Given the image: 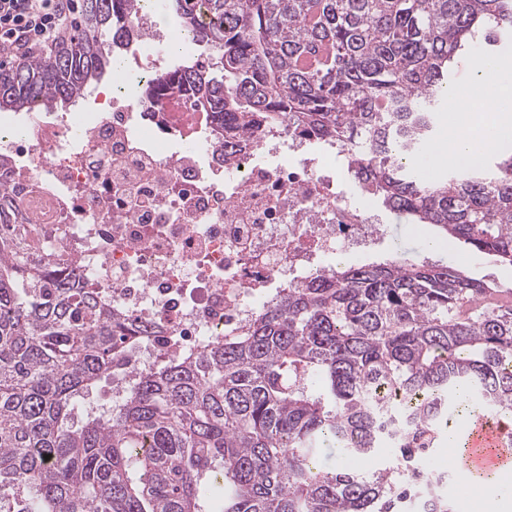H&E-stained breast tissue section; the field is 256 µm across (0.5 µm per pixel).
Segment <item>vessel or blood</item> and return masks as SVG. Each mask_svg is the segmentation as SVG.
<instances>
[{
    "label": "vessel or blood",
    "mask_w": 512,
    "mask_h": 512,
    "mask_svg": "<svg viewBox=\"0 0 512 512\" xmlns=\"http://www.w3.org/2000/svg\"><path fill=\"white\" fill-rule=\"evenodd\" d=\"M450 462L468 484L488 486L502 470L512 468V421L478 414L463 430V448Z\"/></svg>",
    "instance_id": "vessel-or-blood-1"
}]
</instances>
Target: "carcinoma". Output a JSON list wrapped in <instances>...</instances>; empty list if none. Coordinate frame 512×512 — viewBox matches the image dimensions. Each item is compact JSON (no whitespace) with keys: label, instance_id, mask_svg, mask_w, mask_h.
I'll return each instance as SVG.
<instances>
[{"label":"carcinoma","instance_id":"cac0c4a2","mask_svg":"<svg viewBox=\"0 0 512 512\" xmlns=\"http://www.w3.org/2000/svg\"><path fill=\"white\" fill-rule=\"evenodd\" d=\"M138 0H82L48 56L0 63V112L85 95ZM209 57L161 70L231 128L270 126L364 153L357 187L512 265V151L415 177L461 55L512 32V0H163ZM62 250L0 222V512H384L395 470L320 465L324 448H423L448 405L512 415V288L428 260L340 266L288 289L194 354L133 373L117 405L89 396L141 337L104 296L75 288ZM50 459H45V456Z\"/></svg>","mask_w":512,"mask_h":512}]
</instances>
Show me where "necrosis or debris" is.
Segmentation results:
<instances>
[{"mask_svg":"<svg viewBox=\"0 0 512 512\" xmlns=\"http://www.w3.org/2000/svg\"><path fill=\"white\" fill-rule=\"evenodd\" d=\"M130 24V46L157 47L131 61L149 75L172 35L145 7ZM100 102L91 122L27 112L0 129V215L46 249L65 248L79 286L104 292L140 330L129 368L197 352L382 237L368 202L332 173L358 166L352 149L277 128L243 137L227 162L210 113L180 93L134 101L118 89Z\"/></svg>","mask_w":512,"mask_h":512,"instance_id":"1","label":"necrosis or debris"}]
</instances>
